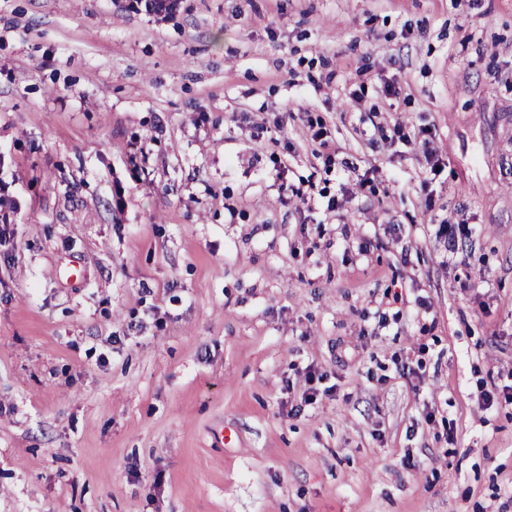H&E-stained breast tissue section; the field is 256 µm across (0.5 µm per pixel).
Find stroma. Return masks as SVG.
<instances>
[{"label": "stroma", "mask_w": 512, "mask_h": 512, "mask_svg": "<svg viewBox=\"0 0 512 512\" xmlns=\"http://www.w3.org/2000/svg\"><path fill=\"white\" fill-rule=\"evenodd\" d=\"M0 153V512H512V0H0ZM180 0H128L126 8L147 15L164 18L176 11Z\"/></svg>", "instance_id": "stroma-1"}]
</instances>
